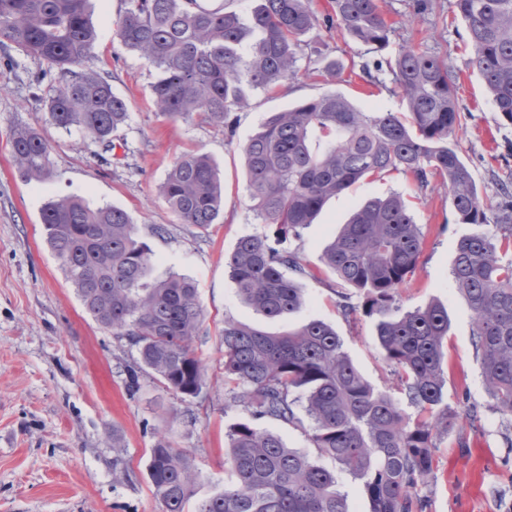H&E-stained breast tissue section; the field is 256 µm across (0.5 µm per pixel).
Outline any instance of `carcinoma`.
Here are the masks:
<instances>
[{
	"instance_id": "obj_1",
	"label": "carcinoma",
	"mask_w": 512,
	"mask_h": 512,
	"mask_svg": "<svg viewBox=\"0 0 512 512\" xmlns=\"http://www.w3.org/2000/svg\"><path fill=\"white\" fill-rule=\"evenodd\" d=\"M312 2L250 0L244 17L203 0H126L115 32L125 51L157 70V114L174 122L197 117L228 139L233 112L255 93L307 75L299 61L315 31L338 28L374 55L363 75L377 87L389 77L405 111L366 112L334 91L271 113L241 151L254 219L274 231L240 237L226 265L240 301L267 319L288 320L305 306L298 278L311 271L286 243L301 238L329 199L385 173L411 176L420 193L442 176L455 223L470 226L457 242L452 281L472 313L489 408L512 444V186L502 183L499 201L487 205L461 160L463 109L447 57L409 39L392 42L395 29L381 0H331L323 17ZM455 7L474 49L472 66L495 110L512 123V0H455ZM99 38L89 0H0V44L64 74L92 54ZM46 108L51 124L77 128L106 151L116 148L129 118L125 100L94 74L59 84ZM9 142L22 181L51 174L50 146L35 128L15 126ZM160 193L179 223L204 231L224 212L219 169L205 154L177 157ZM491 223L495 230H484ZM41 224L85 310L135 350L128 389L138 391L145 373L176 397H199L206 377L192 348L203 318L195 283L176 273L149 281L150 249L121 208H92L78 196L50 199ZM424 242L408 200L392 192L365 201L321 255L338 283L361 299L355 305L342 294L343 316L374 321L380 355L397 379L394 393L360 373L323 321L271 333L224 320L227 405L245 415L225 432L230 477L223 490L196 498L200 473L189 455L158 436L147 471L162 512H349L341 474L359 482L368 512H426L430 500L421 490L448 423L458 416L477 422L482 410L465 397L453 404L445 397L448 307L432 300L403 308ZM256 420L301 430L336 469L288 447Z\"/></svg>"
}]
</instances>
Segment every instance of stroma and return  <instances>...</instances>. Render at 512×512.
Instances as JSON below:
<instances>
[{
	"label": "stroma",
	"mask_w": 512,
	"mask_h": 512,
	"mask_svg": "<svg viewBox=\"0 0 512 512\" xmlns=\"http://www.w3.org/2000/svg\"><path fill=\"white\" fill-rule=\"evenodd\" d=\"M438 3L433 14L415 16L407 0H386L385 18L396 37L452 60L459 74L457 96L466 110L457 133L460 156L481 197L493 205L500 182L512 178V124L495 112L471 65L473 49L453 0ZM124 7V0H94L91 18L100 43L75 68L107 79L128 104L129 120L120 132L124 144L111 151L48 121L45 101L65 74L13 45H0V512H161L147 474L150 450L161 433L189 454L201 474L200 495L223 488L225 431L242 416L224 404V321L272 332L284 326L239 300L226 266L239 237L267 230L251 210L241 147L270 113L329 90L341 91L368 112L402 109L398 95L362 80L364 47L324 30L310 38L302 64L313 69L324 59H339L344 69L336 80L312 76L282 84L271 95H254L236 112L230 140L197 119L168 121L152 104L154 68L127 53L115 37L114 22ZM19 123L36 127L52 148L53 172L44 183L23 182L15 172L8 137ZM189 151L209 155L224 185V214L205 235L177 223L160 194L175 159ZM394 190L409 194L415 220L426 231L403 303L411 308L437 299L447 305L445 390L449 399L465 393L485 409L478 428L459 419L442 438L428 512H512V448L499 434V414L488 408L471 313L451 276L456 244L467 227L454 223L441 179L418 195L410 178L390 173L331 199L301 238L288 242L317 272L301 279L307 303L293 320L333 325L362 374L378 387L394 388L373 321L346 320L333 276L319 270L322 250L339 224L367 199ZM66 195L81 196L93 207L124 209L152 251L151 279L177 273L197 284L204 316L194 348L207 381L200 397L176 399L146 375L139 391L127 390L126 368L135 351L86 312L44 240L41 208ZM461 431L468 438L464 448L456 443Z\"/></svg>",
	"instance_id": "1"
}]
</instances>
